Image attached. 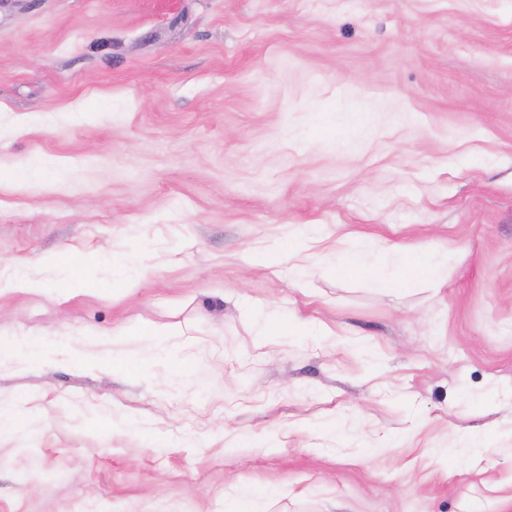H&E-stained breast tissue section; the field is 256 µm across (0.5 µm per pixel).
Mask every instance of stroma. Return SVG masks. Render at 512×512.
Instances as JSON below:
<instances>
[{
    "mask_svg": "<svg viewBox=\"0 0 512 512\" xmlns=\"http://www.w3.org/2000/svg\"><path fill=\"white\" fill-rule=\"evenodd\" d=\"M298 224L448 269L267 266ZM18 270L0 347L49 346L0 358V512H224L242 485L278 488L266 512H512V0H0ZM259 312L313 333L260 339Z\"/></svg>",
    "mask_w": 512,
    "mask_h": 512,
    "instance_id": "1",
    "label": "stroma"
}]
</instances>
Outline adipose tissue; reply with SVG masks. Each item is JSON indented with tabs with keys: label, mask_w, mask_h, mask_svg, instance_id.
Here are the masks:
<instances>
[{
	"label": "adipose tissue",
	"mask_w": 512,
	"mask_h": 512,
	"mask_svg": "<svg viewBox=\"0 0 512 512\" xmlns=\"http://www.w3.org/2000/svg\"><path fill=\"white\" fill-rule=\"evenodd\" d=\"M314 226H298L288 243L264 253L267 265L274 266L289 261L297 274H304L309 265L327 264L329 270L340 278L373 275L392 287L409 285H434L441 278L444 258L421 246L390 245L393 260L389 265L375 261L370 252L354 248L333 254L323 253Z\"/></svg>",
	"instance_id": "obj_1"
}]
</instances>
